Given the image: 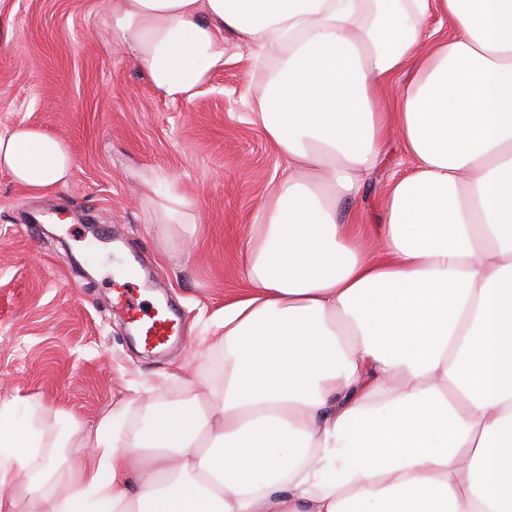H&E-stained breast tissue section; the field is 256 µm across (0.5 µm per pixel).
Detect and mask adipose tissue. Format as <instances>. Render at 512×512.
Wrapping results in <instances>:
<instances>
[{"instance_id":"1","label":"adipose tissue","mask_w":512,"mask_h":512,"mask_svg":"<svg viewBox=\"0 0 512 512\" xmlns=\"http://www.w3.org/2000/svg\"><path fill=\"white\" fill-rule=\"evenodd\" d=\"M228 32L289 53L252 109L286 167L214 321L224 375L174 402L133 389L61 474L1 404L0 512H512V0L112 3L113 48L172 100L223 66ZM391 136L413 165L369 253L338 205ZM73 164L39 131L0 136L31 191Z\"/></svg>"}]
</instances>
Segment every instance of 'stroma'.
<instances>
[{
    "mask_svg": "<svg viewBox=\"0 0 512 512\" xmlns=\"http://www.w3.org/2000/svg\"><path fill=\"white\" fill-rule=\"evenodd\" d=\"M112 0H0V135L25 125L61 140L74 157L66 185L29 191L0 171V403L12 425L33 413L66 467L83 426L118 407L131 388L218 379L222 350L195 354L216 313L242 286L249 226L284 160L249 120L266 73L225 36L222 67L189 99L159 97L148 74L108 41ZM400 145L355 201L358 220L381 223L387 180L406 173ZM174 191L202 218L192 243L159 223L155 206ZM146 273L143 307L163 295L179 338L138 351L114 298L117 254Z\"/></svg>",
    "mask_w": 512,
    "mask_h": 512,
    "instance_id": "stroma-1",
    "label": "stroma"
}]
</instances>
